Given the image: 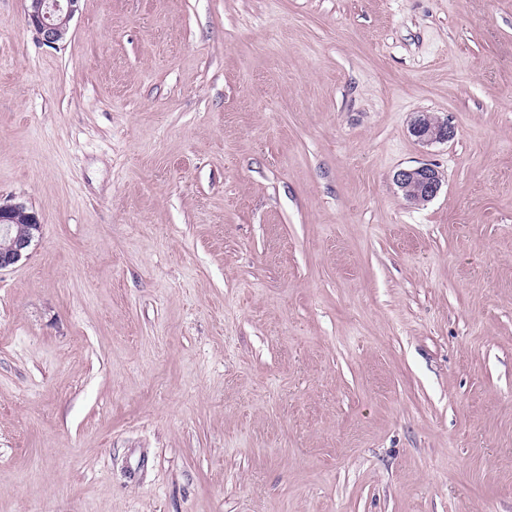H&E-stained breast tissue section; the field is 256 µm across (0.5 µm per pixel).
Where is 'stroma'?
I'll list each match as a JSON object with an SVG mask.
<instances>
[{"mask_svg": "<svg viewBox=\"0 0 512 512\" xmlns=\"http://www.w3.org/2000/svg\"><path fill=\"white\" fill-rule=\"evenodd\" d=\"M0 202V512H512V0H0ZM80 1L26 0L27 22L44 44L56 45L65 39ZM410 132L416 141L426 146L445 143L456 136L454 127L447 119L440 117H437L434 124L430 127L426 126L422 119L415 117L411 124ZM442 180L437 167L428 163L402 168L394 175V182L404 198L414 206L433 200L442 187ZM30 210L23 203L0 202V233L10 240L6 246H0V271L17 264L42 235L43 224L38 215ZM19 220H24L26 226L16 234L17 227L14 225L19 224ZM3 236L0 237V243L5 242Z\"/></svg>", "mask_w": 512, "mask_h": 512, "instance_id": "obj_1", "label": "stroma"}]
</instances>
